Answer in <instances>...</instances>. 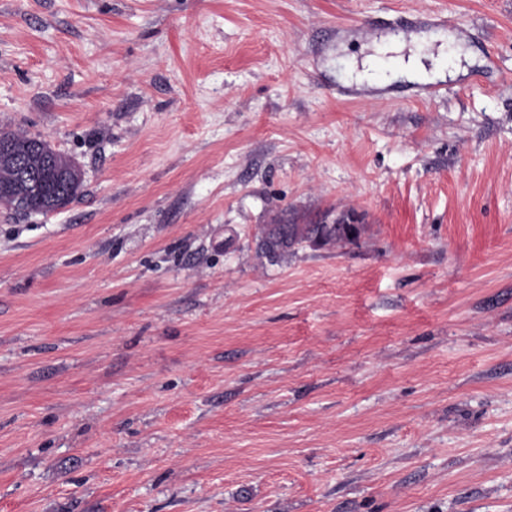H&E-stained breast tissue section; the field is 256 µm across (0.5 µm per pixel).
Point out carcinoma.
Returning <instances> with one entry per match:
<instances>
[{
	"label": "carcinoma",
	"instance_id": "1",
	"mask_svg": "<svg viewBox=\"0 0 512 512\" xmlns=\"http://www.w3.org/2000/svg\"><path fill=\"white\" fill-rule=\"evenodd\" d=\"M7 135L10 137L13 154L0 156V183L15 181L13 156L22 157L33 170L41 169L49 156L54 159L56 167L68 176L70 187L65 195L66 202H71L77 196L81 179L72 172L69 156L53 150L45 141L39 146L36 145L35 138L26 133L9 131ZM47 202L46 197L32 195L22 185L15 186V194L3 198V205L18 214L40 211ZM364 231L365 225L350 223L348 215L337 219L333 224H290L288 218L281 217L273 224L263 225L257 237L256 250L259 256L269 262L278 263L301 248L332 249L353 244Z\"/></svg>",
	"mask_w": 512,
	"mask_h": 512
}]
</instances>
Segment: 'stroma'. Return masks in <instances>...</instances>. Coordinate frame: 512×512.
<instances>
[{
	"label": "stroma",
	"mask_w": 512,
	"mask_h": 512,
	"mask_svg": "<svg viewBox=\"0 0 512 512\" xmlns=\"http://www.w3.org/2000/svg\"><path fill=\"white\" fill-rule=\"evenodd\" d=\"M0 129V512H512V0H0ZM7 135L10 137V142L12 144L13 155L20 156L24 159L26 164L32 170H39L42 168L46 156H50L54 159L56 167L65 173V176L68 178L70 187L68 193L64 197L66 198L65 204H69L78 194V191L81 186V178H78L74 175L71 168V158L61 152L53 150L49 144L45 141L42 142L41 145H36L35 138L29 136L23 132L16 131H7ZM13 155H0V183H15L14 175L16 176L17 182H24L29 186L33 187L39 185L40 182L36 176L31 174L23 164L15 165L14 172V159ZM54 166V163L51 159H49L46 163L43 178H61L58 170ZM16 173V174H15ZM15 189V194L3 198L2 204L15 213L26 215V212L40 211L44 208V205L49 202L43 195L36 196L30 194L26 186L15 185ZM350 220L348 214L334 224H288V217H280L275 224L263 225L257 237V253L271 263H278L301 248L332 249L357 243L365 225L349 224Z\"/></svg>",
	"instance_id": "35a3bbf8"
}]
</instances>
